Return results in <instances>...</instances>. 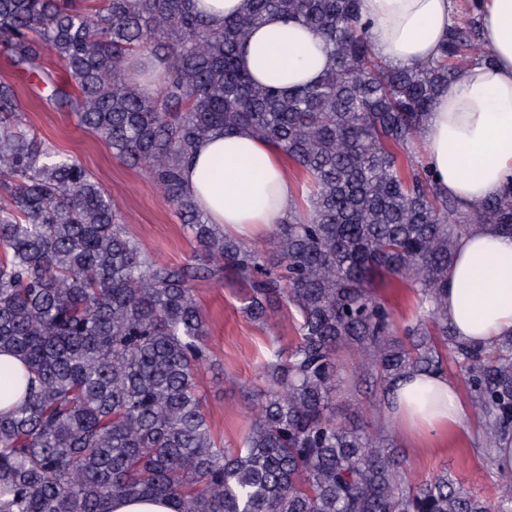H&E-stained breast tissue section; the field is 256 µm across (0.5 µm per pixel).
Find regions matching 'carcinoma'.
Returning <instances> with one entry per match:
<instances>
[{
    "label": "carcinoma",
    "instance_id": "cac0c4a2",
    "mask_svg": "<svg viewBox=\"0 0 512 512\" xmlns=\"http://www.w3.org/2000/svg\"><path fill=\"white\" fill-rule=\"evenodd\" d=\"M248 2L216 30L190 0H0L11 61L145 167L196 248L191 261L155 259L0 82V351L25 366L0 365V398L26 388L0 411V512H104L114 496H164L177 512H512V476L491 503L446 471L411 482L385 420L393 381L451 363L478 422L473 448L493 465L512 438V335L463 341L447 292L459 236H512V186L462 210L415 156L440 87L489 59L477 0L439 54L411 68L375 55L360 0ZM270 14L330 47L318 83L283 95L240 68V45ZM135 55L166 62L154 98L138 91ZM242 125L312 187L304 215L252 243L209 223L182 182L201 140ZM220 275L243 289L252 321L279 312L294 333L288 350L267 348L234 445L199 394L209 331L193 284ZM384 284L415 301L402 328ZM343 350L373 379L366 423L336 413Z\"/></svg>",
    "mask_w": 512,
    "mask_h": 512
}]
</instances>
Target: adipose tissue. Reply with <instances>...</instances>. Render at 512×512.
I'll return each instance as SVG.
<instances>
[{
  "label": "adipose tissue",
  "mask_w": 512,
  "mask_h": 512,
  "mask_svg": "<svg viewBox=\"0 0 512 512\" xmlns=\"http://www.w3.org/2000/svg\"><path fill=\"white\" fill-rule=\"evenodd\" d=\"M487 61L443 87L421 134L422 161L438 191L468 209L512 185V0H483ZM375 54L390 66L437 55L457 15L455 0H361ZM258 84L288 94L317 83L332 63L319 36L271 15L239 59ZM183 182L210 223L245 241L271 230L299 205L286 157L247 128L202 140ZM448 320L461 339L488 345L512 334V237L484 228L463 235L448 270ZM386 413L402 430L435 439L457 426L464 405L441 374L396 380Z\"/></svg>",
  "instance_id": "1"
}]
</instances>
